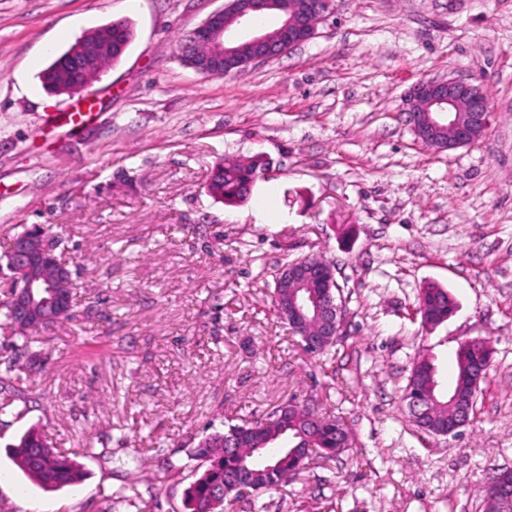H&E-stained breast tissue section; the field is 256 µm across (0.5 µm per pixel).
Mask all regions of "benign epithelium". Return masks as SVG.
<instances>
[{
	"instance_id": "obj_1",
	"label": "benign epithelium",
	"mask_w": 512,
	"mask_h": 512,
	"mask_svg": "<svg viewBox=\"0 0 512 512\" xmlns=\"http://www.w3.org/2000/svg\"><path fill=\"white\" fill-rule=\"evenodd\" d=\"M335 15L333 0H304L299 7L288 0H228L225 7L211 13L181 44L179 56L197 73L220 77L229 68L243 62L254 65L276 60L286 52L313 39L318 20ZM261 15H273L277 22L269 31L255 24ZM106 47L84 43L67 58L74 74L72 89L78 93L87 87V76ZM408 122L415 136L428 144L436 135L448 131L447 149L470 146L483 137L490 124V102L481 85L472 80L442 77L414 84L405 99ZM48 244L38 248L29 238L12 240L8 252L13 274L26 276L21 287H11L8 301L16 326L45 329L62 321L72 311L77 298L73 272L65 261L58 262L50 274L33 278L31 271L50 255ZM308 283L320 282L323 291L296 293L286 309L288 326L297 331L310 320L321 326L317 336L303 340L310 353L321 349V337L339 336L344 323V309L333 289L336 278L326 263L297 268L288 264L281 269L279 287L288 286V277Z\"/></svg>"
}]
</instances>
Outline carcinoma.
<instances>
[{
	"instance_id": "obj_1",
	"label": "carcinoma",
	"mask_w": 512,
	"mask_h": 512,
	"mask_svg": "<svg viewBox=\"0 0 512 512\" xmlns=\"http://www.w3.org/2000/svg\"><path fill=\"white\" fill-rule=\"evenodd\" d=\"M133 32L124 20L112 22L100 29L89 31L86 41L98 43L109 42L112 50L104 54L98 68L120 60L131 43ZM42 83L53 93H67L71 80L66 71V63L55 59L43 72ZM266 162L257 154L244 161L226 158L213 169L209 192L235 205L245 202V186L253 184L264 177ZM455 301L444 288L431 286L426 288L418 298L416 313L429 323L440 324L453 313ZM13 334L22 340V345L12 344L10 351L0 352V367L10 374L16 371L22 351L31 347L36 338L28 331L13 328ZM492 351L484 341L461 342L455 351V378L452 386L445 390L441 387L434 364L427 359L417 362L412 372L420 373L418 385L420 394L432 399L431 413L428 421L433 425L441 424L456 412L458 401L471 393L476 382H485L491 362ZM7 402L0 405V410L9 403L25 396L27 381L20 375L8 379V384L0 385ZM254 426L247 438L246 447L230 451L224 448V436L240 429L231 425L222 432H216L200 441L196 454L202 461V471L186 491L187 512H228L234 508L242 494L228 491L224 498L215 500L212 492L217 487L225 486L240 469L241 463L249 467L251 490L263 491L287 485L305 466L306 459L312 453L331 461L342 455L350 446L351 435H346L345 445L336 446L331 434L345 423L338 417L318 416L309 406L288 405L287 412L282 407L273 409L272 415L245 426ZM17 466L32 480L45 488H60L77 483L81 473L75 463L44 442L42 436L34 431L25 432L19 442L11 449ZM509 479L506 470L493 475L487 483L482 509H496L497 482L500 478Z\"/></svg>"
}]
</instances>
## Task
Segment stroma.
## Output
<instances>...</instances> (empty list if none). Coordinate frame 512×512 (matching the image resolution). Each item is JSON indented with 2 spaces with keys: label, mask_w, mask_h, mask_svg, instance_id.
Returning <instances> with one entry per match:
<instances>
[{
  "label": "stroma",
  "mask_w": 512,
  "mask_h": 512,
  "mask_svg": "<svg viewBox=\"0 0 512 512\" xmlns=\"http://www.w3.org/2000/svg\"><path fill=\"white\" fill-rule=\"evenodd\" d=\"M225 0H0V291L19 224L67 238L77 321L43 332L0 411V512H184L194 440L294 402L343 417L339 459L241 502L269 512H480L512 470V0H336L318 35L248 70L206 77L176 41ZM123 19L134 38L84 93L43 89L75 38ZM481 83L486 136L440 152L404 114L415 83ZM90 118L66 122L71 104ZM269 164L249 199L207 187L227 157ZM308 254L336 267L348 317L334 354L304 355L270 309L271 270ZM456 308L426 327L420 291ZM492 350L458 436L421 432L411 369L441 386L460 341ZM30 429L89 443L79 484L47 490L10 450ZM164 446L170 463L137 466Z\"/></svg>",
  "instance_id": "stroma-1"
}]
</instances>
